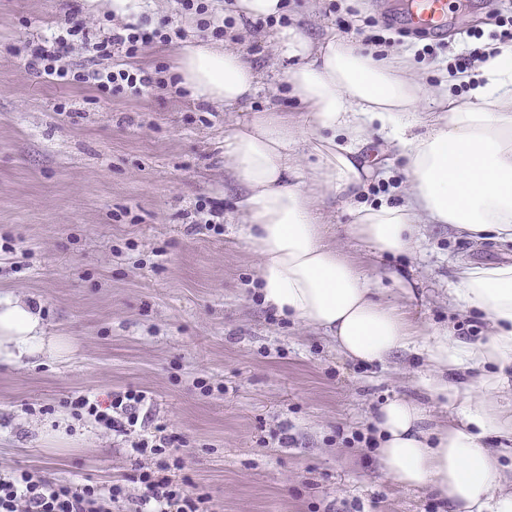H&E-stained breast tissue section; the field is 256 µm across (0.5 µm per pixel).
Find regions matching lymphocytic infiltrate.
<instances>
[{
    "label": "lymphocytic infiltrate",
    "mask_w": 512,
    "mask_h": 512,
    "mask_svg": "<svg viewBox=\"0 0 512 512\" xmlns=\"http://www.w3.org/2000/svg\"><path fill=\"white\" fill-rule=\"evenodd\" d=\"M181 27L163 33L137 24L123 26L104 39L95 41L85 20L70 16L58 25L50 38V46L35 51L30 69L47 79L65 84H89L111 94L125 87L155 84L143 70L82 67L73 69L64 60L75 41H82L97 57H110L112 49L135 57L140 48L155 39L171 41L181 37ZM75 416H87L105 431L130 438V469L100 484L61 481L29 471L0 472V512H112L113 506L125 512H217L210 494L186 474L181 453L186 447L184 436L156 425L154 431L136 434L135 427L142 411L150 409L151 399L143 390L113 393L109 403H101L90 395H77L71 402ZM138 485V494H130L129 485Z\"/></svg>",
    "instance_id": "lymphocytic-infiltrate-1"
}]
</instances>
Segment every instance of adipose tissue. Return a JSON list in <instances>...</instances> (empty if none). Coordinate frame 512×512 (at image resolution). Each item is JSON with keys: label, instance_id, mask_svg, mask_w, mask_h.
<instances>
[{"label": "adipose tissue", "instance_id": "1", "mask_svg": "<svg viewBox=\"0 0 512 512\" xmlns=\"http://www.w3.org/2000/svg\"><path fill=\"white\" fill-rule=\"evenodd\" d=\"M271 40L292 63L287 81L300 121L256 115L224 139V165L245 189L238 205L251 226L262 302L332 336L349 359L380 363L401 349L423 357L432 372L421 387L447 399L455 418L428 431L417 403L384 404L375 444L386 476L432 490L448 512H512V471L496 464L512 457V407L500 402L512 393V264L459 262L448 286L458 304L485 316V336L421 334L376 301L355 267L325 243L317 212L360 194L373 170L364 150L380 136L406 160L407 201L352 207L347 235L379 256L409 250L422 224L512 243V48L482 62L479 76L459 72L435 88L342 37L315 42L279 25ZM179 72L196 99L228 107L258 82L240 53L203 42L185 44ZM458 84L472 85L468 103L449 98V86ZM304 153L313 163H301ZM61 347L60 339L43 336L32 308L0 297V362L55 355ZM491 437L497 447H488Z\"/></svg>", "mask_w": 512, "mask_h": 512}]
</instances>
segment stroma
<instances>
[{
  "label": "stroma",
  "mask_w": 512,
  "mask_h": 512,
  "mask_svg": "<svg viewBox=\"0 0 512 512\" xmlns=\"http://www.w3.org/2000/svg\"><path fill=\"white\" fill-rule=\"evenodd\" d=\"M75 2L102 36L129 21L153 29L178 19L187 40L240 52L259 74L257 90L232 109L193 99L172 82L176 42H154L134 62L166 77L154 90L113 97L39 76L27 65L31 51ZM207 4L224 12L223 37L179 0H129L122 13L112 0H0V296L31 304L45 335L69 343L57 359L0 363V470L98 483L129 468L126 443L74 421L69 401L89 391L106 403L133 388L152 396L156 421L187 438L189 473L220 512H445L434 492L385 479L371 446L372 418L389 400L447 420V403L417 385L428 366L405 351L380 364L350 361L323 331L278 316L257 294L224 137L256 112L294 122L300 113L289 63L270 40L275 25ZM399 8L400 0H287L279 23L380 57L408 54L409 77L425 84L453 71L455 55L501 45L482 0H448L441 38L394 30ZM377 23L390 24V42L365 44L362 29ZM374 150L376 174L359 203H402L401 159L384 144ZM213 208L215 231L204 227ZM322 219L326 241L405 318L429 332L484 335L485 318L457 307L448 281L461 261L511 264V244L423 224L409 251L374 258L343 234V209H324ZM401 269L402 282L389 279ZM281 430L283 447L271 439Z\"/></svg>",
  "instance_id": "obj_1"
}]
</instances>
